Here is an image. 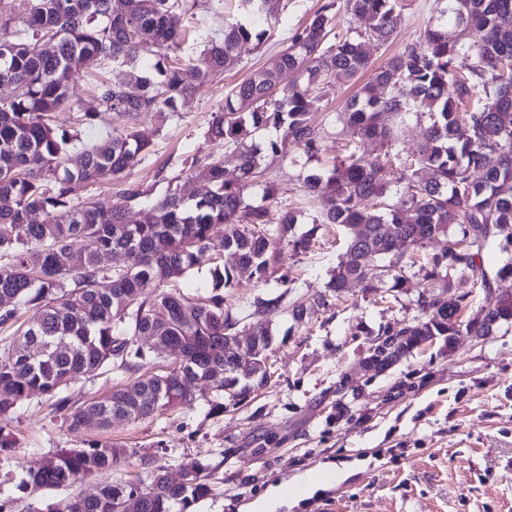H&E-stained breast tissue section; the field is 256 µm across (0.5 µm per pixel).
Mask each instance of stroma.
I'll return each instance as SVG.
<instances>
[{"label":"stroma","instance_id":"stroma-1","mask_svg":"<svg viewBox=\"0 0 512 512\" xmlns=\"http://www.w3.org/2000/svg\"><path fill=\"white\" fill-rule=\"evenodd\" d=\"M324 2L288 0L272 39L258 49L242 46L239 64L214 72L166 124L140 113L137 126L155 138L150 153L129 170V181L154 197L171 183L187 194L203 189L188 161L223 153V143L207 136L213 112L234 85L270 67ZM433 9L434 0H409L392 39L371 48L372 64L416 42ZM329 132L318 158L267 161L265 180L250 190L249 202L266 203L271 183L275 202L294 206L306 171L331 163L339 152L338 127ZM317 236L319 246L307 253L283 251L279 270L287 283L257 284L241 270L239 287L224 292L225 305L241 319L255 296L282 299L270 386L240 405L210 388L193 406L78 432L49 402L31 396L6 426L16 440L0 461V497L8 499L10 512H27L20 484L43 457L92 442L123 450L116 480L137 477L144 456L161 464L207 465L215 492L188 512H255L273 497L275 512H512V321L490 336L463 337L452 350L441 342L418 347L387 372L362 371L368 335L395 322L415 324L426 283L413 277L402 292L355 284L327 294L325 305L294 321L293 305L323 290L342 252L328 229ZM348 372L354 380L339 388ZM324 471L333 472V480H319ZM299 482L308 485L304 495H282L284 485Z\"/></svg>","mask_w":512,"mask_h":512}]
</instances>
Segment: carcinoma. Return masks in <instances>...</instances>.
<instances>
[{"label":"carcinoma","instance_id":"1","mask_svg":"<svg viewBox=\"0 0 512 512\" xmlns=\"http://www.w3.org/2000/svg\"><path fill=\"white\" fill-rule=\"evenodd\" d=\"M21 28L0 37V84L14 87L0 100V296L13 298L0 310V323L21 307L39 314L23 331L44 349L26 360L0 357V454L13 447L4 423L14 405L33 394L53 400L69 430L94 418L107 428L112 418L137 420L160 410L190 406L192 387L232 364L224 337L256 325L269 335L281 297H257L250 322L242 325L224 305L222 288H236L235 271L246 269L257 283L276 273L281 244L295 253L309 250L318 227L343 230L345 252L326 283L341 293L355 282L365 288L401 291L409 282L405 257L440 237L445 250L420 267L429 296L455 292L491 294L494 284L512 277V258L498 270L485 268L491 247L512 250V0H435L423 36L371 68L367 47L387 43L407 0H329L290 38L276 63L232 87L215 113L208 136L224 142L235 162L236 179L225 177L224 159L193 157L203 166L205 190L185 195L168 187L151 199L127 181L128 171L149 152L151 134L136 126L141 112H154L164 124L207 84L210 73L237 63L239 47L260 46L271 36L275 0H19ZM363 28L336 22L339 10ZM200 12L220 19L203 49L179 58L187 23ZM55 43L53 52L41 41ZM469 60L456 69L459 57ZM87 62L110 65L111 77L95 87L99 110L77 117L70 126L59 113L72 111L68 89ZM372 70L369 81L336 112L348 142L370 139L386 146L383 157L364 162L346 152L328 168H311L303 179V207L253 206L247 192L263 174L268 159L287 157V148L306 158L325 150L329 131L310 111L312 94L328 95L333 83ZM138 93L128 91L130 84ZM115 113L126 124L87 142L82 130ZM413 119L424 128L410 151L395 134L394 120ZM79 162L69 166L70 153ZM482 172L480 179L473 172ZM107 179L115 202L110 208L75 202L86 186ZM144 210L133 224L128 211ZM44 215L36 222L32 216ZM297 224L312 228L300 235ZM220 247L234 264L213 271L214 294L194 302L164 289L168 283L211 260ZM79 251L77 263L70 255ZM123 252L128 266L116 269L112 256ZM153 284V297L144 288ZM325 304L316 293L293 306L303 320L309 306ZM421 318L395 323L379 336H446L461 330L490 336L512 320V296L502 297L468 319L434 308L418 297ZM152 336L159 348L180 362L179 370L147 374L158 354L141 347ZM106 369L134 380L103 397L73 407L67 386ZM121 452L107 444L61 448L28 473L23 490L59 488L78 479L115 470ZM135 482L104 484L93 496L62 499L31 512H187L209 496L208 467L196 463L183 481L168 484L158 475L169 470L152 458L141 459Z\"/></svg>","mask_w":512,"mask_h":512}]
</instances>
